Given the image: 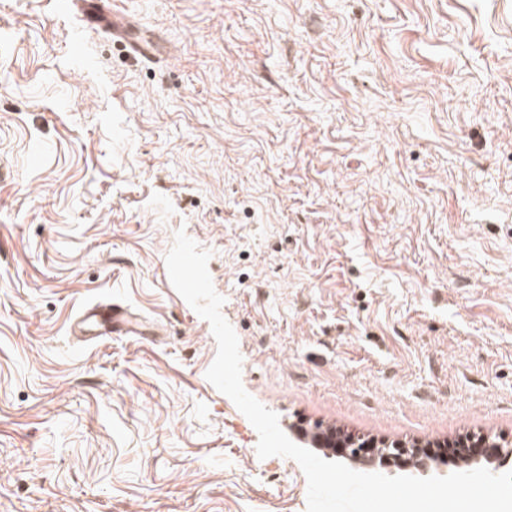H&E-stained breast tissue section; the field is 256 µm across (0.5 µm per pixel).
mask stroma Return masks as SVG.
<instances>
[{"label": "stroma", "mask_w": 512, "mask_h": 512, "mask_svg": "<svg viewBox=\"0 0 512 512\" xmlns=\"http://www.w3.org/2000/svg\"><path fill=\"white\" fill-rule=\"evenodd\" d=\"M119 2L152 56L0 0V512H306L180 230L284 433L512 443V0ZM139 315L116 303L91 307L80 312L71 324V332L81 335L85 330H100V335H140Z\"/></svg>", "instance_id": "35a3bbf8"}]
</instances>
